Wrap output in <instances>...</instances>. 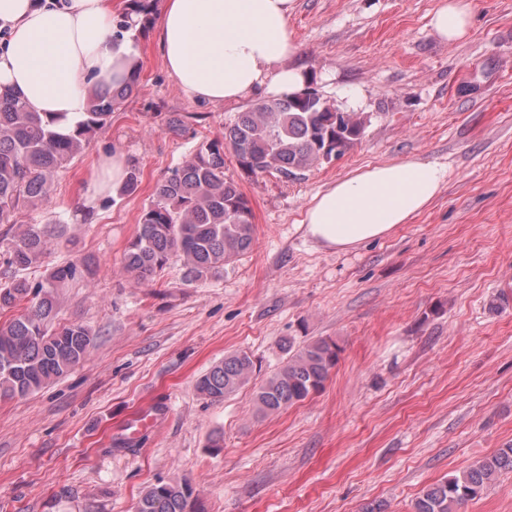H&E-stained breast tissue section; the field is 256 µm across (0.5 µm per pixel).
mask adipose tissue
<instances>
[{
    "mask_svg": "<svg viewBox=\"0 0 512 512\" xmlns=\"http://www.w3.org/2000/svg\"><path fill=\"white\" fill-rule=\"evenodd\" d=\"M293 0H163L156 38L178 87L194 100L236 102L253 93L302 90L304 70L285 66L298 47L288 31ZM472 24L469 0H446L431 18L444 41ZM0 91L36 112L77 119L92 82H122L137 48L116 33L109 0H0ZM448 169L407 160L361 168L316 194L306 210L308 234L344 250L409 223L438 196Z\"/></svg>",
    "mask_w": 512,
    "mask_h": 512,
    "instance_id": "adipose-tissue-1",
    "label": "adipose tissue"
}]
</instances>
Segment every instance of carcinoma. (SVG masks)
Returning <instances> with one entry per match:
<instances>
[{"mask_svg": "<svg viewBox=\"0 0 512 512\" xmlns=\"http://www.w3.org/2000/svg\"><path fill=\"white\" fill-rule=\"evenodd\" d=\"M154 2L129 0V7L113 19V28L118 33L129 29L135 16L139 34H144L153 24ZM139 73L136 61L122 88L98 82L86 112L73 122L63 113L35 112L14 93H0V223L12 225V234L0 239L6 243L3 266L8 274L0 287V310L26 304L23 313L0 324L1 398L26 396L67 374L94 346L93 332L81 322L52 328L55 288L80 276L77 266L67 263L45 280L31 281L26 271L40 262L50 240L44 226L19 224L13 217L23 207L49 206L55 177L108 125L112 112L132 94ZM368 121L363 112L336 117V105L320 95L254 101L224 128V139L202 143L155 183L138 233L126 248L125 270L145 283L177 257L185 278L200 281L247 253L254 241V215L238 183L224 171V148L232 150L247 176L276 173L288 179L343 156L361 139ZM139 185L140 170L133 165L118 194L131 195ZM286 350V360L260 380L250 354H227L197 380L196 389L221 402L252 383L255 414L265 416L319 392L340 353L330 337L297 348L290 341ZM505 472H512V445L424 487L412 500L411 512H459ZM136 512H193V488L186 481L158 483L141 496Z\"/></svg>", "mask_w": 512, "mask_h": 512, "instance_id": "carcinoma-1", "label": "carcinoma"}]
</instances>
